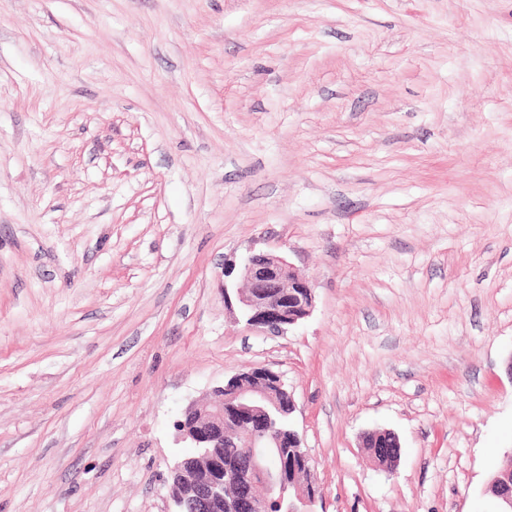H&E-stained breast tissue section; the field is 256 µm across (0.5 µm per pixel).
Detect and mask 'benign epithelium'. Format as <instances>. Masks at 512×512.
Instances as JSON below:
<instances>
[{"instance_id":"1","label":"benign epithelium","mask_w":512,"mask_h":512,"mask_svg":"<svg viewBox=\"0 0 512 512\" xmlns=\"http://www.w3.org/2000/svg\"><path fill=\"white\" fill-rule=\"evenodd\" d=\"M244 287L224 301L237 303L249 331L281 336L313 311L311 280L282 256L252 250L238 265L224 267ZM295 411L281 377L266 367L238 373L213 390V397L190 403L174 423L195 448L170 470L173 512H313L319 495L303 438L285 419ZM246 449L240 462L224 463V443ZM374 463L393 473L400 441L390 431L363 437ZM486 492L500 512H512V467L499 470Z\"/></svg>"}]
</instances>
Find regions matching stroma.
I'll return each instance as SVG.
<instances>
[{
    "mask_svg": "<svg viewBox=\"0 0 512 512\" xmlns=\"http://www.w3.org/2000/svg\"><path fill=\"white\" fill-rule=\"evenodd\" d=\"M253 247L315 286L286 335L224 303ZM258 366L317 512H497L512 0H0V512H171L174 421ZM363 448H371L369 455L380 469L389 474L396 471L401 445L393 432L373 431L365 434Z\"/></svg>",
    "mask_w": 512,
    "mask_h": 512,
    "instance_id": "1",
    "label": "stroma"
}]
</instances>
